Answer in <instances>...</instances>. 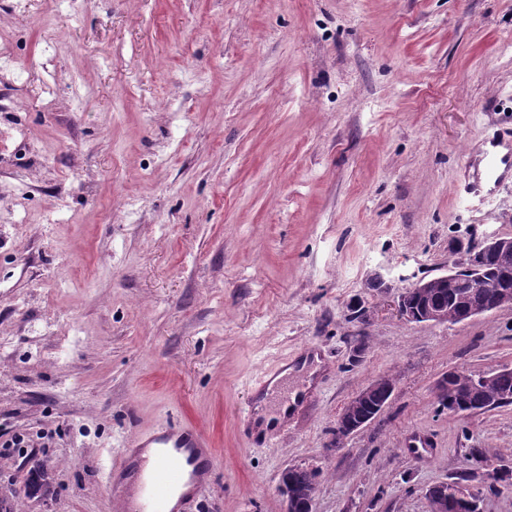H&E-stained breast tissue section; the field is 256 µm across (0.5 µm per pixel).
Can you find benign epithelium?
Segmentation results:
<instances>
[{"mask_svg": "<svg viewBox=\"0 0 512 512\" xmlns=\"http://www.w3.org/2000/svg\"><path fill=\"white\" fill-rule=\"evenodd\" d=\"M486 250L494 252L502 265L512 266V237L489 236L477 243H470L465 248H455L452 250L453 259L448 264V272L430 279H421L398 296L396 310L399 317L406 322L415 323L460 322L483 313L512 307L511 288L498 289L492 306H476L461 316L451 313L449 305L434 304L429 301L431 289L446 288L450 282L458 288L477 287L475 258ZM508 371L512 373V368L479 375L459 371L457 372L458 387L462 392L467 393L495 382ZM393 391L392 379L378 377L353 396L337 416L336 442L339 443L361 430L384 410L386 403L376 402L375 394L383 393L389 398ZM424 496L428 502L429 512H453L457 501L468 498L457 482L447 480L425 488Z\"/></svg>", "mask_w": 512, "mask_h": 512, "instance_id": "1", "label": "benign epithelium"}]
</instances>
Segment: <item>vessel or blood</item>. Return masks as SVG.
Returning <instances> with one entry per match:
<instances>
[{
	"label": "vessel or blood",
	"instance_id": "obj_1",
	"mask_svg": "<svg viewBox=\"0 0 512 512\" xmlns=\"http://www.w3.org/2000/svg\"><path fill=\"white\" fill-rule=\"evenodd\" d=\"M469 159L465 194H489L512 182V130L477 144ZM214 456L209 437L189 422L130 439L121 452V467L135 470L136 483H114L120 512H182L206 488Z\"/></svg>",
	"mask_w": 512,
	"mask_h": 512
}]
</instances>
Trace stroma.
Here are the masks:
<instances>
[{
    "instance_id": "35a3bbf8",
    "label": "stroma",
    "mask_w": 512,
    "mask_h": 512,
    "mask_svg": "<svg viewBox=\"0 0 512 512\" xmlns=\"http://www.w3.org/2000/svg\"><path fill=\"white\" fill-rule=\"evenodd\" d=\"M1 53L0 496L116 512L124 444L183 420L215 449L188 512H285L291 465L313 512H428L446 480L512 512V404L436 396L512 368V308L395 310L452 244L512 237V183L460 193L469 147L512 125V0H0ZM312 352V389L252 445L258 380L287 365L301 388ZM381 375L388 405L337 441ZM394 391V383L388 377H378L353 396L337 416L336 440L342 441L349 435L371 423L386 407ZM384 393L387 401L377 403L375 394ZM296 467L292 466L287 469H285L281 475H280V491L282 495L285 497L286 501V507L287 511H289V498H288V489L286 485L284 484L283 477L287 473V471H292ZM315 472L308 470L306 468L301 467L298 470H295L293 472H289L285 476L286 483H291V485L294 487V490L298 493L297 501L304 500L308 497L309 493L315 490ZM314 494L309 496L306 501V506L308 512H312V503H313Z\"/></svg>"
}]
</instances>
